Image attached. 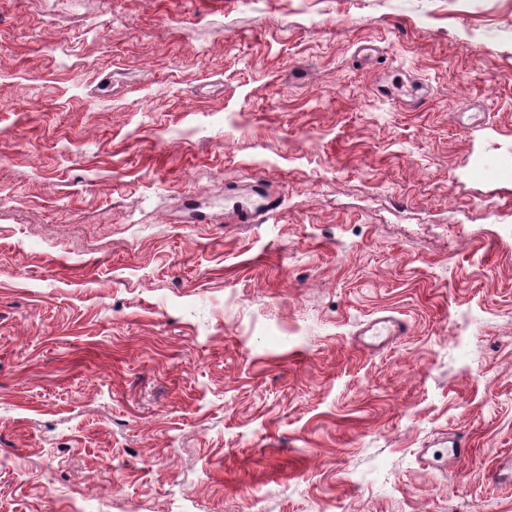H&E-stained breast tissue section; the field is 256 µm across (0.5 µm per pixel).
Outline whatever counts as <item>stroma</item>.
<instances>
[{"label":"stroma","instance_id":"obj_1","mask_svg":"<svg viewBox=\"0 0 512 512\" xmlns=\"http://www.w3.org/2000/svg\"><path fill=\"white\" fill-rule=\"evenodd\" d=\"M509 454L512 0H0V512H512ZM256 196L246 206L232 208L229 219L234 224H258L269 218L279 207L278 197L272 194H260L254 192ZM405 332L406 324L402 320L388 315L375 318L366 323L359 331V336H371L374 339H381L377 343V345H380L390 337L401 336Z\"/></svg>","mask_w":512,"mask_h":512}]
</instances>
